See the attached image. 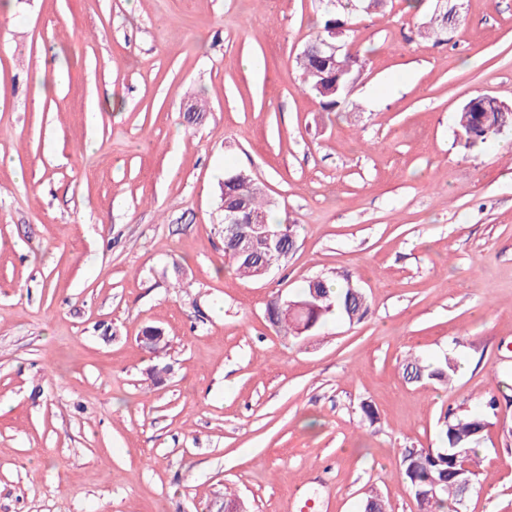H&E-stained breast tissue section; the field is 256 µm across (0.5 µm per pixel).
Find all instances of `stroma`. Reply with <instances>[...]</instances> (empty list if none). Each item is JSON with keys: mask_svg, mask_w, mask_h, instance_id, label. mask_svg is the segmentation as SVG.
<instances>
[{"mask_svg": "<svg viewBox=\"0 0 512 512\" xmlns=\"http://www.w3.org/2000/svg\"><path fill=\"white\" fill-rule=\"evenodd\" d=\"M448 4L440 42L436 0L354 14L367 64L327 112L296 64L319 0H0V512H418L403 449L492 395L466 512H512V132L455 122L512 106V0ZM232 167L300 226L259 281L224 255ZM316 275L369 313L289 342L266 307ZM479 98H482L480 103H484L489 109L497 107L498 102L503 104L498 98L487 95L472 98L462 106L457 116V127L468 148L486 145L501 134L494 128L491 121L485 118V112H475L479 105H475L474 100ZM404 370L406 376L414 381L447 385L451 374L455 372V366L448 357L435 364H425L413 358L407 361Z\"/></svg>", "mask_w": 512, "mask_h": 512, "instance_id": "stroma-1", "label": "stroma"}]
</instances>
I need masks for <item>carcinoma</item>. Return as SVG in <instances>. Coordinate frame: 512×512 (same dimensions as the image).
Wrapping results in <instances>:
<instances>
[{"mask_svg": "<svg viewBox=\"0 0 512 512\" xmlns=\"http://www.w3.org/2000/svg\"><path fill=\"white\" fill-rule=\"evenodd\" d=\"M382 7V0H335V6L321 10V25L316 35L305 45L296 63L303 81L320 99L322 107L334 111L346 103L349 84L360 80L366 60L358 56L340 57L327 64L324 56L315 47L330 31L350 22L351 15L362 10ZM450 19L437 15L430 20L424 36L441 40L451 28ZM457 127L465 145L469 148L486 145L499 135L485 113L476 111L474 100L465 103L457 116ZM220 204L239 209L238 216L244 220H258L266 225L272 236H281V249L295 248L297 225L273 224L269 220L270 203L263 189L245 171L231 168L224 177L220 188ZM224 254L228 256L234 270L253 279L265 277L263 270L271 264H279L285 256L278 251L266 249L261 242L245 240L241 243L224 240ZM306 306L300 316H287L284 310L288 303ZM266 313L277 333L296 342L304 336L318 333L331 315L352 324L362 322L369 313L367 301L359 288L353 286L349 277L335 283L323 276L306 280L303 286L287 299L275 298L267 306ZM405 372L408 378L425 383L447 384L455 372L452 359L446 357L435 364H425L417 358L407 361ZM498 408L495 397L491 396L481 412L446 411L438 419L442 446L435 448H406L402 452L400 476L409 486L419 512H456L464 491L463 482H469L474 489L478 473L473 466L476 445L491 425V418ZM362 512H386L381 495L373 490L361 504Z\"/></svg>", "mask_w": 512, "mask_h": 512, "instance_id": "obj_1", "label": "carcinoma"}]
</instances>
